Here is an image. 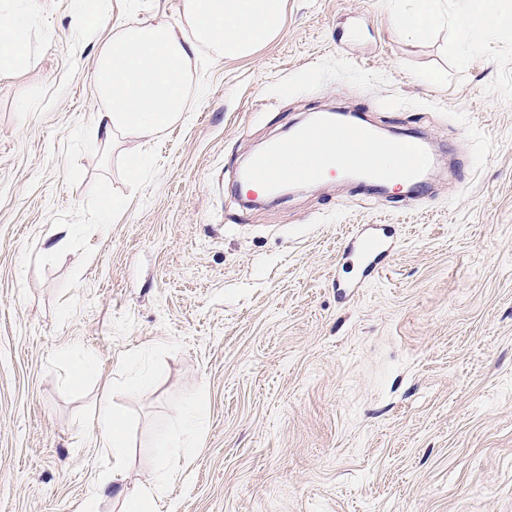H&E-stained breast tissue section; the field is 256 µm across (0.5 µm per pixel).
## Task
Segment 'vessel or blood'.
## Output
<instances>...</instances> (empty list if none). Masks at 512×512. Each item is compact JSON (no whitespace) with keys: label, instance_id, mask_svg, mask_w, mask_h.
I'll return each mask as SVG.
<instances>
[{"label":"vessel or blood","instance_id":"b4317fda","mask_svg":"<svg viewBox=\"0 0 512 512\" xmlns=\"http://www.w3.org/2000/svg\"><path fill=\"white\" fill-rule=\"evenodd\" d=\"M311 141L318 143L319 149L304 155L303 147ZM388 155L398 158L396 169L385 167L384 158ZM431 165L432 156L418 138L380 139L366 124L324 113L253 158L241 186L246 195L256 197L271 193L286 182L320 183L340 173L357 172L370 182L399 179L409 185L417 199L423 200L429 196L425 178ZM389 238L386 225L368 224L348 239L345 250L355 256L361 277L378 271L392 250Z\"/></svg>","mask_w":512,"mask_h":512}]
</instances>
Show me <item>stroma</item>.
Instances as JSON below:
<instances>
[{
    "mask_svg": "<svg viewBox=\"0 0 512 512\" xmlns=\"http://www.w3.org/2000/svg\"><path fill=\"white\" fill-rule=\"evenodd\" d=\"M88 1L29 0L30 66L0 73V512H119L189 402L206 425L158 512H512V30L472 50L455 0L421 39L384 0H286L252 56L200 48L181 122L105 148L99 46L185 24V0ZM336 109L422 135L431 199L338 179L242 208L254 150ZM359 224L397 249L344 295ZM134 364L152 377L130 393ZM104 396L128 418L117 479Z\"/></svg>",
    "mask_w": 512,
    "mask_h": 512,
    "instance_id": "1",
    "label": "stroma"
}]
</instances>
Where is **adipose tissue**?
<instances>
[{"instance_id":"obj_1","label":"adipose tissue","mask_w":512,"mask_h":512,"mask_svg":"<svg viewBox=\"0 0 512 512\" xmlns=\"http://www.w3.org/2000/svg\"><path fill=\"white\" fill-rule=\"evenodd\" d=\"M387 4L396 28L411 38L426 36L444 21L439 0ZM458 11L464 19L461 34L473 48L512 28V9L494 7L491 0H459ZM284 14L285 0H187L186 26L159 17L123 24L96 58L95 82L107 109L95 117V141L108 146L124 134L147 138L177 123L186 110L187 77L198 49L207 47L220 57L250 56L280 34ZM30 61L27 29L9 0H0V72H24ZM177 419V427L157 440V474L166 471L171 449L194 451L200 414L187 404ZM95 423L102 448L122 465L128 446L124 417L105 404Z\"/></svg>"}]
</instances>
